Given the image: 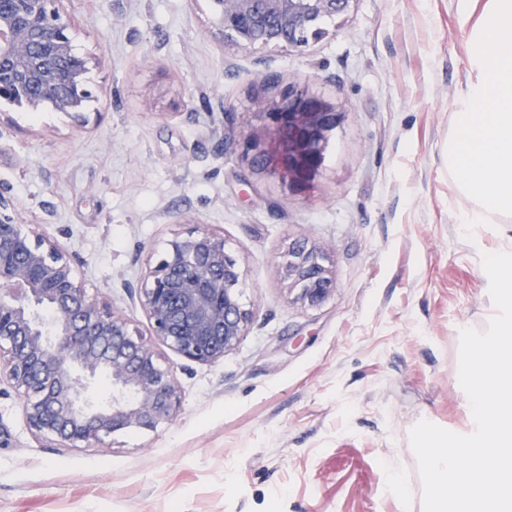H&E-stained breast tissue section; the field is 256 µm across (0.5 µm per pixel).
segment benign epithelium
Listing matches in <instances>:
<instances>
[{
  "label": "benign epithelium",
  "mask_w": 512,
  "mask_h": 512,
  "mask_svg": "<svg viewBox=\"0 0 512 512\" xmlns=\"http://www.w3.org/2000/svg\"><path fill=\"white\" fill-rule=\"evenodd\" d=\"M224 46H285L300 51L328 34L326 22L351 13L358 0H211ZM74 19L62 0H0V101L36 112L45 103L81 120L92 93V58L75 53ZM344 113L295 84L267 111L244 113L262 121L269 149L251 157L293 184L320 170ZM325 247L293 240L276 272L309 306L336 288ZM143 310L149 334L88 294L72 262L38 224H22L0 193V384L23 398L30 431L60 448H95L130 429L151 431L175 419L183 391L157 351L214 363L249 333L253 309L243 300L244 274L224 236L176 234L128 289ZM108 381L101 398L95 382Z\"/></svg>",
  "instance_id": "obj_1"
}]
</instances>
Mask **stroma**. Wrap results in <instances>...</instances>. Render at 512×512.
<instances>
[{
    "label": "stroma",
    "mask_w": 512,
    "mask_h": 512,
    "mask_svg": "<svg viewBox=\"0 0 512 512\" xmlns=\"http://www.w3.org/2000/svg\"><path fill=\"white\" fill-rule=\"evenodd\" d=\"M63 6L93 98L80 125L0 104V193L140 332L124 283L194 226L224 236L255 320L214 363L160 347L179 415L97 448L35 437L1 384L0 512H423L409 432L469 430L459 334L496 313L481 253L512 251L507 225L465 234L473 203L448 170L475 15L462 0H358L307 50H230L207 0ZM258 78L343 112L313 180L243 158L256 130L237 115L263 110ZM300 237L327 248L336 280L315 307L276 273Z\"/></svg>",
    "instance_id": "stroma-1"
}]
</instances>
